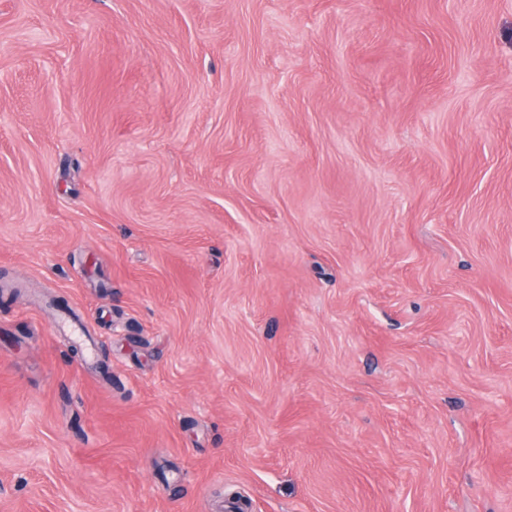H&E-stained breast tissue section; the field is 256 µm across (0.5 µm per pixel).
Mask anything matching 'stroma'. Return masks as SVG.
<instances>
[{
    "label": "stroma",
    "mask_w": 512,
    "mask_h": 512,
    "mask_svg": "<svg viewBox=\"0 0 512 512\" xmlns=\"http://www.w3.org/2000/svg\"><path fill=\"white\" fill-rule=\"evenodd\" d=\"M0 512H512V0H0Z\"/></svg>",
    "instance_id": "35a3bbf8"
}]
</instances>
